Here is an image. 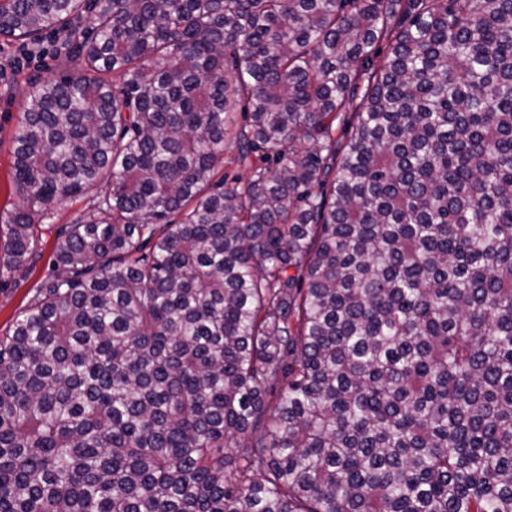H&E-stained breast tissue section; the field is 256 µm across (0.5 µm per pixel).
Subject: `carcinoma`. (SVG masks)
<instances>
[{"label":"carcinoma","mask_w":512,"mask_h":512,"mask_svg":"<svg viewBox=\"0 0 512 512\" xmlns=\"http://www.w3.org/2000/svg\"><path fill=\"white\" fill-rule=\"evenodd\" d=\"M51 29L0 286L96 201L0 336V512H512V0H0Z\"/></svg>","instance_id":"obj_1"}]
</instances>
